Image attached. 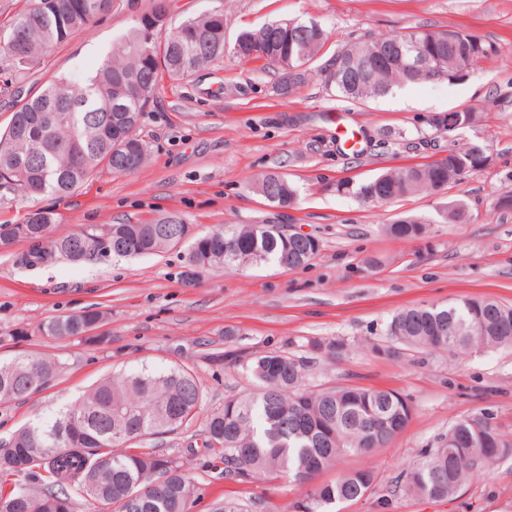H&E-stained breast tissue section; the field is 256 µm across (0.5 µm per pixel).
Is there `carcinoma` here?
<instances>
[{"mask_svg":"<svg viewBox=\"0 0 512 512\" xmlns=\"http://www.w3.org/2000/svg\"><path fill=\"white\" fill-rule=\"evenodd\" d=\"M112 9V0H30L0 27V50L15 73H25L55 44L82 32ZM211 14L185 20L169 32L158 30L146 43L134 24L112 45L100 65L81 83L65 79L43 87L13 113L0 129V204L17 198L69 194L99 171L132 173L147 161V145L134 135L162 74L178 80L224 58L260 60L268 39L291 47L283 66L288 77L283 93L305 81L304 67L324 48L326 30L316 21L290 20L264 24L239 33L232 46ZM473 39L472 52L459 60L448 54V36ZM397 43L403 53L370 74L359 86L325 76L336 96L365 103L387 94L402 81L454 80L456 70L488 59L495 46L462 31L413 30L360 42L342 49L337 62L363 63ZM439 55L434 69L411 68L413 60ZM473 108L450 110L435 119V128L462 133L472 127ZM476 144L448 149L433 164L380 173L354 194L366 203L387 204L408 194L453 183L480 169L472 159ZM258 191L270 203L290 206L297 189L276 172L267 173ZM151 224H109L63 237L51 233L55 213L37 209L21 224L0 225V248L17 241L29 244L22 265L33 268L60 256L75 263L111 256L142 257L175 247L187 250L192 266L222 271L248 265L300 267L317 254L309 237L293 239L277 224H228L190 235L178 217ZM427 221L406 216L385 225L401 239L426 232ZM100 311L57 316L38 326L43 336L87 339L85 333L103 323ZM387 344L404 351L427 350L454 356L512 347V307L490 299L466 298L420 305L394 313L385 327ZM309 349L334 359L345 351L342 341L307 340ZM66 368L56 357L18 356L0 360V402L26 398ZM244 370L252 387L224 399L206 415L202 445L221 454L224 475L239 482L286 478L307 483L346 454L367 455L386 446L409 424L413 409L399 392L389 389L307 383L308 366L286 350L269 351L249 360ZM203 393L193 371L183 364L144 365L105 379L76 401L18 429L0 443V501L11 512H72L77 498L112 506L114 512H188L195 484L177 459L132 444L196 425ZM512 453V442L483 415L463 418L423 448L417 461L398 475L382 497L411 496L429 501L453 499L471 472ZM22 471L38 487H15L11 477ZM374 482L370 470L345 473L305 495L295 512H340V505L364 497Z\"/></svg>","mask_w":512,"mask_h":512,"instance_id":"obj_1","label":"carcinoma"}]
</instances>
